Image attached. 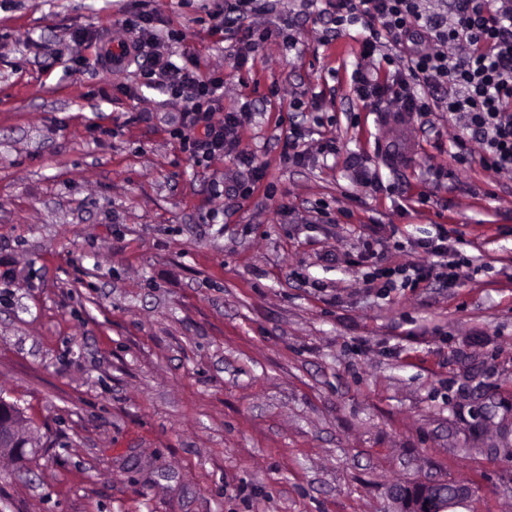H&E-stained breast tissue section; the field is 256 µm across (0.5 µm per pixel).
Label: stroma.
<instances>
[{
	"instance_id": "1",
	"label": "stroma",
	"mask_w": 512,
	"mask_h": 512,
	"mask_svg": "<svg viewBox=\"0 0 512 512\" xmlns=\"http://www.w3.org/2000/svg\"><path fill=\"white\" fill-rule=\"evenodd\" d=\"M224 4L0 0V395L42 448L0 455V512H388L429 480L512 512V174L452 160L447 113L363 106L362 28L281 0L239 66ZM132 11L223 74L240 154L195 163L139 62L74 43ZM442 231L456 285L367 287Z\"/></svg>"
}]
</instances>
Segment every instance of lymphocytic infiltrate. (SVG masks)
<instances>
[{
  "label": "lymphocytic infiltrate",
  "instance_id": "obj_1",
  "mask_svg": "<svg viewBox=\"0 0 512 512\" xmlns=\"http://www.w3.org/2000/svg\"><path fill=\"white\" fill-rule=\"evenodd\" d=\"M448 14L422 13L418 0H336L330 22L334 33L361 26L366 36L360 56L368 69H355L352 90L363 105L427 116L440 110L455 117L453 160L466 161L467 139L484 153L485 168L512 172V0H450ZM133 47L149 64L141 85L155 87L181 101V121L172 131L196 160H209L239 145V113L223 112V75L201 72L194 57L174 61L152 17L133 14L126 21ZM457 54H449V47ZM387 81H380V72ZM447 87L436 96L434 88ZM437 262L425 268L398 266L369 273L368 283L382 288L415 287L428 277L455 284L466 261L449 245L446 233L423 242Z\"/></svg>",
  "mask_w": 512,
  "mask_h": 512
}]
</instances>
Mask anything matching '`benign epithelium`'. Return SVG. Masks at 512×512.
Wrapping results in <instances>:
<instances>
[{
  "mask_svg": "<svg viewBox=\"0 0 512 512\" xmlns=\"http://www.w3.org/2000/svg\"><path fill=\"white\" fill-rule=\"evenodd\" d=\"M19 418L18 407L0 396V454H10L18 463L25 465L38 457L41 448L30 439L21 440L17 427ZM468 496L467 487L441 480L398 485L389 494L391 512H448Z\"/></svg>",
  "mask_w": 512,
  "mask_h": 512,
  "instance_id": "benign-epithelium-1",
  "label": "benign epithelium"
}]
</instances>
